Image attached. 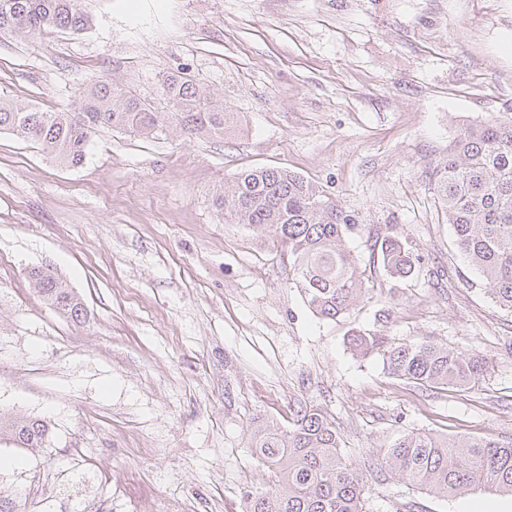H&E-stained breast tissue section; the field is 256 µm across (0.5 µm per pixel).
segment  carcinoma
<instances>
[{"label":"carcinoma","instance_id":"carcinoma-1","mask_svg":"<svg viewBox=\"0 0 512 512\" xmlns=\"http://www.w3.org/2000/svg\"><path fill=\"white\" fill-rule=\"evenodd\" d=\"M89 24L82 0H0V32L79 33ZM161 99L165 105L159 107L114 79L87 85L76 112L0 96V133L20 136L56 162L77 166L100 127L152 138L172 128L222 138L236 127L224 101L187 75L168 77ZM430 184L461 254L480 272L492 299L512 312V123L461 128L446 158L433 168ZM214 203L225 218L288 252L293 281L318 318L341 317L365 297L358 259L344 245L345 236L362 231L363 222L322 187L277 167L246 169L233 175ZM370 247L373 262L390 277L414 274L416 257L396 226L376 234ZM29 278L49 305L75 319L85 316L81 299L66 282L40 268L31 269ZM353 345L362 354L380 355L390 375L430 390H466L486 368L482 355L431 340L399 343L358 332ZM49 434L44 420L0 417V436H10L17 448H41ZM250 440L272 484L247 492L245 512H367L363 470L343 452L336 422L325 410L300 405L288 427L258 422L250 427ZM375 475L438 497L476 487L512 495V441L403 433L379 450Z\"/></svg>","mask_w":512,"mask_h":512}]
</instances>
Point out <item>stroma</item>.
<instances>
[{"label":"stroma","mask_w":512,"mask_h":512,"mask_svg":"<svg viewBox=\"0 0 512 512\" xmlns=\"http://www.w3.org/2000/svg\"><path fill=\"white\" fill-rule=\"evenodd\" d=\"M80 33L0 35V95L74 110L119 77L159 99L183 72L224 95V138L109 128L84 163L0 134V415L49 422L46 446L0 441V490L21 512H243L268 472L253 420L323 408L357 467L404 432L512 440V312L458 252L431 166L466 125L512 122V0H85ZM256 167L317 182L362 214L345 245L370 288L317 318L286 252L226 222V179ZM396 225L418 257L398 282L371 267L369 232ZM54 272L87 311L50 306ZM484 355L469 389L392 377L353 332ZM369 512H512V495L440 498L366 486ZM29 278L32 286L49 305L75 319L85 316L86 311L81 299L66 282L42 268L31 269Z\"/></svg>","instance_id":"stroma-1"}]
</instances>
